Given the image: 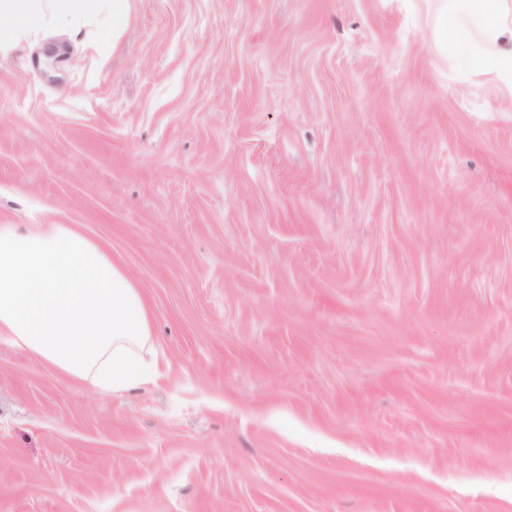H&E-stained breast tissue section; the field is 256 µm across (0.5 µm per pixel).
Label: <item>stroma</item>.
Here are the masks:
<instances>
[{"label":"stroma","mask_w":512,"mask_h":512,"mask_svg":"<svg viewBox=\"0 0 512 512\" xmlns=\"http://www.w3.org/2000/svg\"><path fill=\"white\" fill-rule=\"evenodd\" d=\"M447 29L129 0L0 54V224L100 243L157 360L103 396L1 336L0 512H512V93Z\"/></svg>","instance_id":"35a3bbf8"}]
</instances>
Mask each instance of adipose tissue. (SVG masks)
I'll return each mask as SVG.
<instances>
[{"instance_id": "1", "label": "adipose tissue", "mask_w": 512, "mask_h": 512, "mask_svg": "<svg viewBox=\"0 0 512 512\" xmlns=\"http://www.w3.org/2000/svg\"><path fill=\"white\" fill-rule=\"evenodd\" d=\"M128 0H0V52L55 26L97 21L101 38L126 21ZM460 65L492 69L512 92V0H448ZM0 335L46 368L102 394L126 391L157 372L146 359L149 305L108 252L75 224L23 230L0 224Z\"/></svg>"}]
</instances>
